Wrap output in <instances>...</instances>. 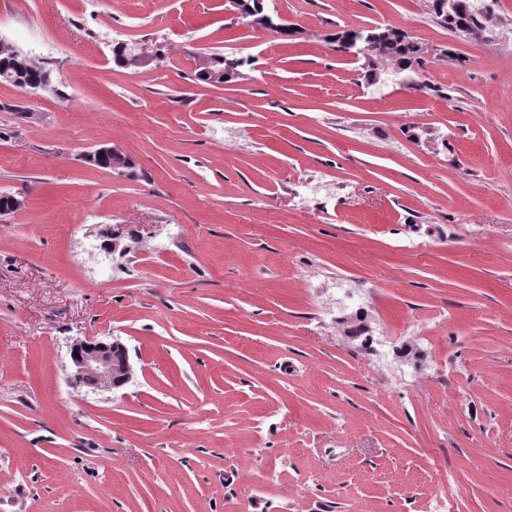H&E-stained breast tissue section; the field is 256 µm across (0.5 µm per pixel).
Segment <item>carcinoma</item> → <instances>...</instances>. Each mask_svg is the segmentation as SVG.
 <instances>
[{
	"mask_svg": "<svg viewBox=\"0 0 512 512\" xmlns=\"http://www.w3.org/2000/svg\"><path fill=\"white\" fill-rule=\"evenodd\" d=\"M429 8L443 27L453 34H460L464 29L477 30L482 28L484 17L480 11L483 0H428ZM239 10L245 24L259 17L264 13V6L258 3V0H239ZM364 32L370 36L374 48L379 51L382 57L393 65V75L404 79L406 88L419 89L426 88L424 84H416L413 76L423 67L421 58V47L419 44L403 29L392 25H376L364 29ZM5 58L4 64L0 66V71L10 69L14 71L16 77L21 83H31L44 79V67L36 64L18 69L14 61L7 57V54L0 55ZM216 71L222 74L218 82L224 83L240 77L239 68L245 64L242 59L227 58L224 56H215Z\"/></svg>",
	"mask_w": 512,
	"mask_h": 512,
	"instance_id": "1",
	"label": "carcinoma"
}]
</instances>
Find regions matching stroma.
Instances as JSON below:
<instances>
[{
  "mask_svg": "<svg viewBox=\"0 0 512 512\" xmlns=\"http://www.w3.org/2000/svg\"><path fill=\"white\" fill-rule=\"evenodd\" d=\"M264 6L293 34L224 0H0L57 88L0 81V512H512V0L482 42L427 0ZM386 24L426 90L326 40ZM199 53L245 64L204 82ZM88 336L129 384L73 381Z\"/></svg>",
  "mask_w": 512,
  "mask_h": 512,
  "instance_id": "1",
  "label": "stroma"
}]
</instances>
